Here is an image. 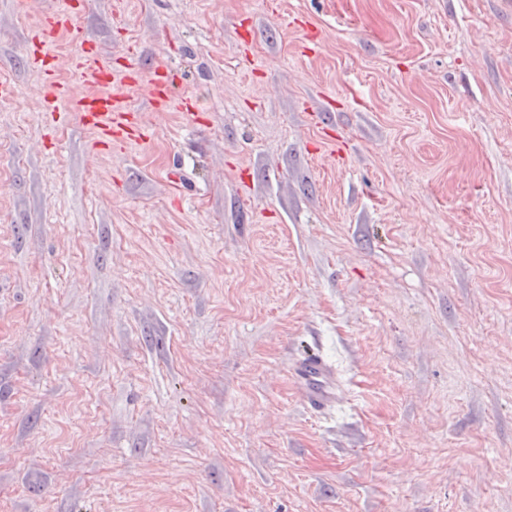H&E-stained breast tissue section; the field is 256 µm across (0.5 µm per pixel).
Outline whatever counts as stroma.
<instances>
[{
	"mask_svg": "<svg viewBox=\"0 0 512 512\" xmlns=\"http://www.w3.org/2000/svg\"><path fill=\"white\" fill-rule=\"evenodd\" d=\"M40 20L0 0V512H512V0H93L197 105L96 155ZM290 377L307 406L317 412L330 407L338 398L335 373L322 354L314 349L296 360Z\"/></svg>",
	"mask_w": 512,
	"mask_h": 512,
	"instance_id": "obj_1",
	"label": "stroma"
}]
</instances>
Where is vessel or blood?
I'll use <instances>...</instances> for the list:
<instances>
[{
	"mask_svg": "<svg viewBox=\"0 0 512 512\" xmlns=\"http://www.w3.org/2000/svg\"><path fill=\"white\" fill-rule=\"evenodd\" d=\"M75 13L73 0H51L42 13L40 27L30 37V60L43 73L48 111L54 113L59 105H66L79 115L85 126L94 130L91 152L140 139L141 119L129 105L130 88L146 86L148 101L159 112L195 109L196 104L191 99L177 96L178 75L167 63L156 64L146 75L132 60L122 77H115L111 57L102 56L95 45L87 43L75 23ZM62 32L67 33L77 47L71 66L79 73L85 92H74L61 82L55 65L47 59V47ZM290 377L307 406L315 411L330 407L338 397L335 373L316 350L306 351L296 360Z\"/></svg>",
	"mask_w": 512,
	"mask_h": 512,
	"instance_id": "b4317fda",
	"label": "vessel or blood"
}]
</instances>
